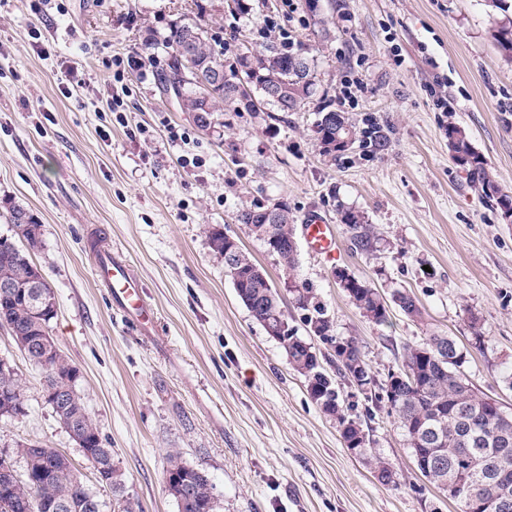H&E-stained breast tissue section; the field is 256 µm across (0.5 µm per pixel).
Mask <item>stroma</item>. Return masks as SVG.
<instances>
[{"label":"stroma","instance_id":"1","mask_svg":"<svg viewBox=\"0 0 512 512\" xmlns=\"http://www.w3.org/2000/svg\"><path fill=\"white\" fill-rule=\"evenodd\" d=\"M49 15L30 0L0 5V237H13L8 207H26L41 224L33 261L56 301L50 322L62 354L79 371L86 410L112 448L124 496L139 512H177L165 487L167 454L178 450L204 470L221 512H458L417 471L403 431L386 408L338 379L351 414L368 431L371 452L403 474L381 486L364 457L345 448L334 420L310 397L282 345L241 302L224 259L207 239L223 228L267 273L288 326L321 361L316 337L290 285L312 289L336 336L359 342L376 382L398 370L407 347L442 332L468 353L462 370L475 391L512 412V217L482 199L448 147L456 124L512 195V63L488 37L482 0H319L333 15L330 38L316 34L304 0H58ZM292 33L314 61L315 91L297 112L225 108L210 132L160 91L166 49L147 47L191 18L225 46L262 49L265 17ZM40 33L48 54L37 52ZM139 54L140 69L118 58ZM81 87L62 94L69 66ZM361 84L340 99L345 79ZM357 126L390 130L387 151L322 154L314 126L323 101ZM286 203L295 227L309 216L334 228V258L298 243L285 274L265 244L236 220L243 207ZM363 211L376 240L356 250L339 207ZM124 257L155 313L140 328L115 309L95 277L99 252ZM344 269L387 300L414 296L422 320L389 309L367 320L336 281ZM487 341L472 348V325ZM26 389V413L0 417V452L35 444L72 459L105 503L94 468L42 392L43 375L7 329L0 358Z\"/></svg>","mask_w":512,"mask_h":512}]
</instances>
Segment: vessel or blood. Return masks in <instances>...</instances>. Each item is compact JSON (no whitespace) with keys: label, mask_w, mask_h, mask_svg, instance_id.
I'll return each mask as SVG.
<instances>
[{"label":"vessel or blood","mask_w":512,"mask_h":512,"mask_svg":"<svg viewBox=\"0 0 512 512\" xmlns=\"http://www.w3.org/2000/svg\"><path fill=\"white\" fill-rule=\"evenodd\" d=\"M304 237L309 246L326 257L336 254L337 240L332 227L314 218L303 226ZM98 275L107 288L112 301L137 325L150 323L154 313L145 302L143 289L129 266L110 254H102L98 264Z\"/></svg>","instance_id":"b4317fda"}]
</instances>
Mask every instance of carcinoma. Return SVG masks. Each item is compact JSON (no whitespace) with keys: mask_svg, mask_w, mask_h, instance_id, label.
<instances>
[{"mask_svg":"<svg viewBox=\"0 0 512 512\" xmlns=\"http://www.w3.org/2000/svg\"><path fill=\"white\" fill-rule=\"evenodd\" d=\"M485 7L493 25L489 30L492 43L502 58L512 62V16L508 14V0H485ZM162 44L171 50L169 74L161 82L163 90L174 94L182 112L201 111L211 117L224 109L236 91V73L222 84H211L204 88L196 82L183 80L179 56L181 50H189L204 76L224 72V49H216L210 42L207 32L200 31V24L186 22L174 24L163 37ZM298 55L267 46L255 51L251 56L250 67L253 78L259 85L274 79L292 80ZM343 123L353 132L358 147L372 153L381 154L390 147L387 128L372 123L361 129L356 123L343 118ZM321 138L323 155L333 158L344 154L338 147L340 127L327 123L316 124ZM448 145L454 160L465 168L469 183L476 186L488 199H492L506 215L512 214V196L505 194L490 174L485 159L474 151L466 135L454 123H448ZM9 221L20 231L17 237L22 246H17L7 238H0V277L23 278L37 270L32 255L43 248L42 225L20 204L8 209ZM340 222L346 225L354 246L361 251L372 249L374 236L371 225L365 216L349 207L339 209ZM271 232L282 241V251L276 254L278 262L291 272L297 264L298 252L294 251V226L289 221L271 225ZM239 260L235 291L252 317L261 321L263 316L281 311V298L275 288L268 285L256 287L252 271L256 263L251 257L237 248ZM339 286L346 292L350 301L363 316L377 325L388 322V305L366 282L355 276H340ZM297 302L308 312V322L315 335L330 344L338 341L345 344L336 353L337 373L354 383L375 386L361 347L353 339H345L332 334V322L324 307L314 302V296L306 288H295ZM53 316L45 312L34 315L30 301L22 294L0 295V327L10 325L32 331V336L49 329ZM291 367L303 375L308 383L311 398L324 415L344 427L341 437L346 447L362 448L360 455L369 453L370 438L359 418L351 415L344 406L336 386V378L319 361L316 351L307 346V341L293 333L284 345ZM466 359L464 348L447 335L434 333L422 343L407 349L398 373L405 378L392 389L393 397L383 399L378 395L375 401L385 403L388 413L394 416L403 430L411 452L428 450L434 456L435 468L429 483L433 486L441 479L448 478V472L458 473L460 491L454 503L463 507L467 487L474 482L476 473L472 462L465 454L468 448L478 457L494 461L501 449V440L512 441V413L505 412L496 400L474 393L468 388V381L460 371ZM8 394L13 399L10 410L0 415L18 416L24 413L25 389L17 372H0V395ZM64 427H74L86 432V442L91 456L87 461L94 469L112 460V449L104 444V438L97 425L89 417L79 395L54 411ZM33 454L40 457L41 471L34 478L23 476L12 485V489L0 491V512H30L28 506L43 502L59 506L57 512H86L83 501L88 488L77 474V468L69 458L54 448H35ZM374 478L386 487L400 483L401 474L392 465L379 458L373 462ZM184 481L193 488L192 497L178 506V512H220L221 501L208 475L181 459L177 452L168 454L165 483ZM117 512H135L134 505L124 499L123 483L109 487Z\"/></svg>","mask_w":512,"mask_h":512,"instance_id":"cac0c4a2","label":"carcinoma"}]
</instances>
